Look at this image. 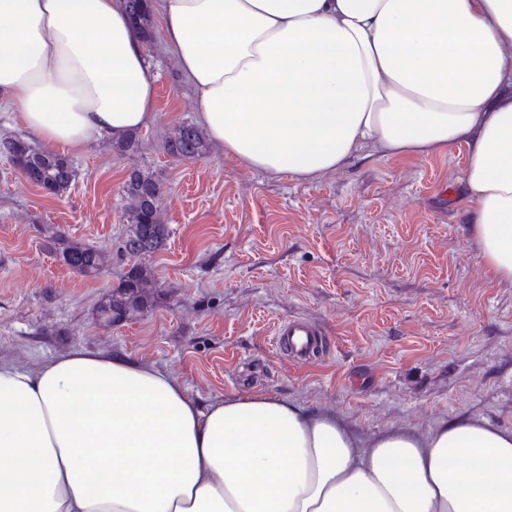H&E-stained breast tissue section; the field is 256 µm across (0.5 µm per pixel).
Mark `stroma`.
<instances>
[{"mask_svg":"<svg viewBox=\"0 0 512 512\" xmlns=\"http://www.w3.org/2000/svg\"><path fill=\"white\" fill-rule=\"evenodd\" d=\"M145 50L157 104L137 152L108 140L69 152L76 178L58 197L0 152V358L34 369L78 349L122 353L202 400L275 395L364 440L461 417L512 428V285L483 268L466 232L465 147L390 157L367 146L312 181L245 168L210 141L175 157L167 139L201 124L194 90L160 26ZM135 168L161 182L170 237L144 261L152 305L109 325L98 307L131 266L123 183ZM55 231L105 249L101 274L56 260ZM295 317L323 335L307 361L274 346L278 322Z\"/></svg>","mask_w":512,"mask_h":512,"instance_id":"1","label":"stroma"}]
</instances>
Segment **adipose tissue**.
Listing matches in <instances>:
<instances>
[{"label": "adipose tissue", "instance_id": "ef3b65f1", "mask_svg": "<svg viewBox=\"0 0 512 512\" xmlns=\"http://www.w3.org/2000/svg\"><path fill=\"white\" fill-rule=\"evenodd\" d=\"M202 126L313 180L371 145L467 148L468 233L512 284V0H160ZM156 77L124 0H0V105L52 147L141 129ZM0 512H512V429L361 440L270 395L201 404L167 372L72 351L0 359Z\"/></svg>", "mask_w": 512, "mask_h": 512}]
</instances>
